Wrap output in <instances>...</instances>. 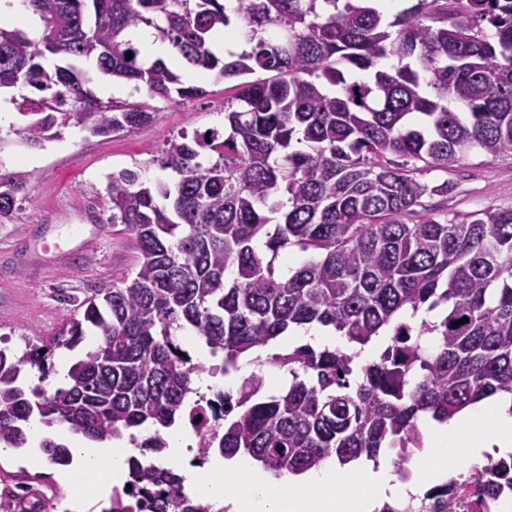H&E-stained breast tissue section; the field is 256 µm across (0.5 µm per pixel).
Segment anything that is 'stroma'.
Instances as JSON below:
<instances>
[{
  "label": "stroma",
  "mask_w": 512,
  "mask_h": 512,
  "mask_svg": "<svg viewBox=\"0 0 512 512\" xmlns=\"http://www.w3.org/2000/svg\"><path fill=\"white\" fill-rule=\"evenodd\" d=\"M209 96L170 104L155 100L148 124L131 134H92L70 124L61 135L33 148L15 128H0V170L27 174L15 210L0 217V338L23 351L32 334L51 341L67 321L79 317L80 302L95 289L111 287L139 262L133 233L113 231L107 186L113 173L128 168L143 178L163 177L156 162L166 141L183 130L224 128V87L209 84ZM423 182H448L444 195L426 205L449 216L512 207V156L474 152L430 171ZM102 226L99 241L71 262L54 259L77 235Z\"/></svg>",
  "instance_id": "1"
}]
</instances>
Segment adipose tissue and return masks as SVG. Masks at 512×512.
<instances>
[{"instance_id":"ef3b65f1","label":"adipose tissue","mask_w":512,"mask_h":512,"mask_svg":"<svg viewBox=\"0 0 512 512\" xmlns=\"http://www.w3.org/2000/svg\"><path fill=\"white\" fill-rule=\"evenodd\" d=\"M426 442L431 465L411 462L410 475L404 478L391 466L389 455H382L378 462L363 464L361 479L342 496L331 492L343 476L332 465L278 480L248 460L218 458L193 482L209 495L236 486L234 512H371L377 500L419 493L422 479L438 480L444 465L486 454H512V398L479 402L443 425L428 422Z\"/></svg>"}]
</instances>
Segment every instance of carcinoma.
I'll use <instances>...</instances> for the list:
<instances>
[{"label": "carcinoma", "instance_id": "obj_1", "mask_svg": "<svg viewBox=\"0 0 512 512\" xmlns=\"http://www.w3.org/2000/svg\"><path fill=\"white\" fill-rule=\"evenodd\" d=\"M375 2L25 0L42 38L0 26V88L31 89L18 110L33 146L72 119L104 136L152 119L147 101L99 100L87 62L152 99L207 95L146 59L141 29L213 83L236 81L225 134L166 142L169 180L112 176L110 224L134 233L140 264L80 303L81 318L53 340L74 351L95 339L67 384L50 394L21 384L27 366L54 372L47 346L0 347V443L25 447L37 420L96 443L140 432V447L161 453L194 392L187 331L226 369L293 327L317 323L351 346L387 336L360 365L340 346L269 355L288 375L279 395L259 376L243 382L217 450L276 476L403 450L422 415L446 423L512 395V208L450 220L422 204L448 182L419 179L474 150L512 155V0H417L391 21ZM219 28L245 49L216 54ZM48 53L66 65L48 70ZM25 186L24 173L0 172V217ZM421 311L436 320L405 321ZM40 448L70 465L62 439ZM482 477L491 496L512 488L501 463Z\"/></svg>", "mask_w": 512, "mask_h": 512}]
</instances>
